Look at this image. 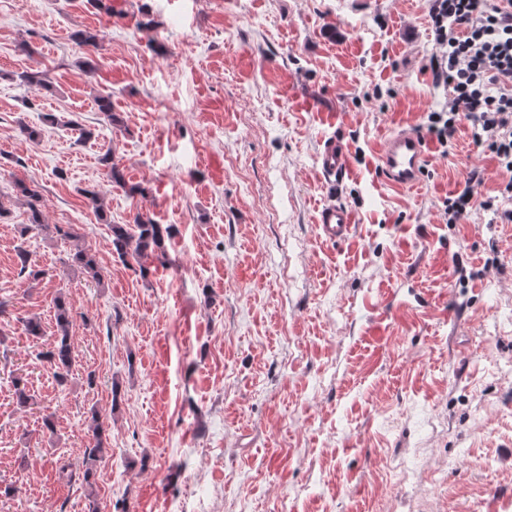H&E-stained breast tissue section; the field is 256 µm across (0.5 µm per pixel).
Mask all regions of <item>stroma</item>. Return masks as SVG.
<instances>
[{"mask_svg":"<svg viewBox=\"0 0 512 512\" xmlns=\"http://www.w3.org/2000/svg\"><path fill=\"white\" fill-rule=\"evenodd\" d=\"M110 5L0 0V512H87V487L57 464L83 471L93 407L110 425L101 512H512V374L498 371L512 222L441 216L470 171L485 174L480 200L512 177L465 123L449 150L430 142L415 187L379 167L390 134L445 97L429 0ZM77 30L99 37L94 70ZM30 69L50 89L21 83ZM333 136L350 170L330 187L317 158ZM107 152L147 198L108 187ZM20 180L38 184L46 229H29ZM103 186L102 221L84 192ZM331 200L356 215L338 244L316 227ZM140 209L173 227L145 277L110 232ZM58 224L102 282L71 266ZM61 293L75 355L62 385L43 357ZM54 229L56 233L64 239L77 242L75 244L74 252L71 254L73 265H75L86 277L91 278V280L96 281L97 283L101 282L102 277L95 255L92 254L90 249L87 247L79 245L78 241L80 240V236L75 232L71 225H68L66 229L63 226L55 225Z\"/></svg>","mask_w":512,"mask_h":512,"instance_id":"obj_1","label":"stroma"}]
</instances>
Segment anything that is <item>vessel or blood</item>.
Segmentation results:
<instances>
[{
    "label": "vessel or blood",
    "instance_id": "obj_1",
    "mask_svg": "<svg viewBox=\"0 0 512 512\" xmlns=\"http://www.w3.org/2000/svg\"><path fill=\"white\" fill-rule=\"evenodd\" d=\"M381 172L393 187L415 186L426 166L427 145L419 132L402 129L388 137L379 155ZM319 168L331 183L344 178L348 159L340 138L332 137L324 142L318 156ZM355 219L351 210L342 204L331 202L324 205L317 217L320 236L328 242L340 243L349 238Z\"/></svg>",
    "mask_w": 512,
    "mask_h": 512
}]
</instances>
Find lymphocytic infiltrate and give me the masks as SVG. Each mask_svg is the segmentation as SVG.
Listing matches in <instances>:
<instances>
[{"label":"lymphocytic infiltrate","instance_id":"obj_1","mask_svg":"<svg viewBox=\"0 0 512 512\" xmlns=\"http://www.w3.org/2000/svg\"><path fill=\"white\" fill-rule=\"evenodd\" d=\"M428 17L433 82L448 96L428 112L427 134L445 148L468 124L474 143L512 173V0H430ZM483 180L481 171H471L464 188L444 200L447 223H458L476 205L512 222V210H499L494 198L475 201L474 187Z\"/></svg>","mask_w":512,"mask_h":512}]
</instances>
